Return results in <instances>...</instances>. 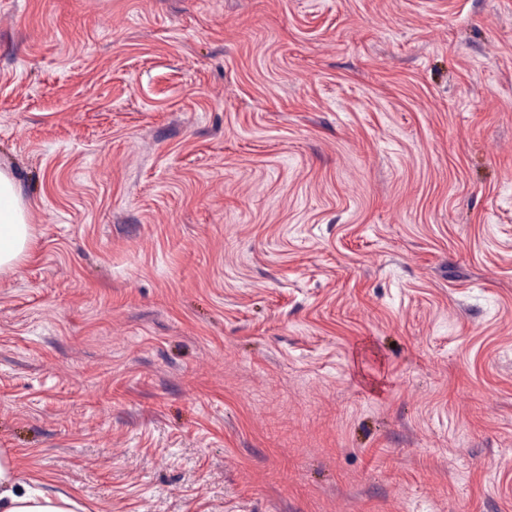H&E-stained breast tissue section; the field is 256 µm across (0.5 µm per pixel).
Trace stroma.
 <instances>
[{"label":"stroma","instance_id":"stroma-1","mask_svg":"<svg viewBox=\"0 0 512 512\" xmlns=\"http://www.w3.org/2000/svg\"><path fill=\"white\" fill-rule=\"evenodd\" d=\"M0 452L89 512H512V0H0ZM26 205L8 170L0 169V272L13 269L30 242Z\"/></svg>","mask_w":512,"mask_h":512}]
</instances>
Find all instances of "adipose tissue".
Instances as JSON below:
<instances>
[{
    "mask_svg": "<svg viewBox=\"0 0 512 512\" xmlns=\"http://www.w3.org/2000/svg\"><path fill=\"white\" fill-rule=\"evenodd\" d=\"M30 242L27 208L8 170L0 169V272L13 269ZM0 512H87L74 495L22 480L12 459L0 455Z\"/></svg>",
    "mask_w": 512,
    "mask_h": 512,
    "instance_id": "adipose-tissue-1",
    "label": "adipose tissue"
}]
</instances>
